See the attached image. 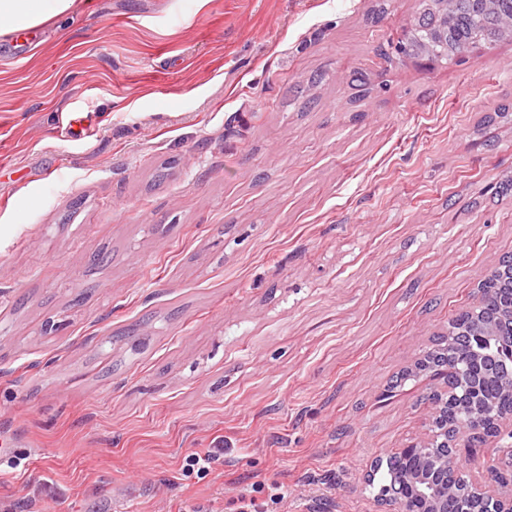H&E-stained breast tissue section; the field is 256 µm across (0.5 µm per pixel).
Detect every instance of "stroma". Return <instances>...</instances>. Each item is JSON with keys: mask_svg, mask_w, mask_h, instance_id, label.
<instances>
[{"mask_svg": "<svg viewBox=\"0 0 512 512\" xmlns=\"http://www.w3.org/2000/svg\"><path fill=\"white\" fill-rule=\"evenodd\" d=\"M418 9L76 0L0 37V501L378 512L431 411L403 371L512 255V40L384 58ZM407 471L406 461L399 457L389 456L385 461L379 460L375 465L368 486L372 490H377V493L382 490L389 494H395V490L405 484ZM284 499L282 492H276L269 496L271 504H277ZM269 502L261 500L249 494H241L236 501L235 512H271Z\"/></svg>", "mask_w": 512, "mask_h": 512, "instance_id": "1", "label": "stroma"}]
</instances>
